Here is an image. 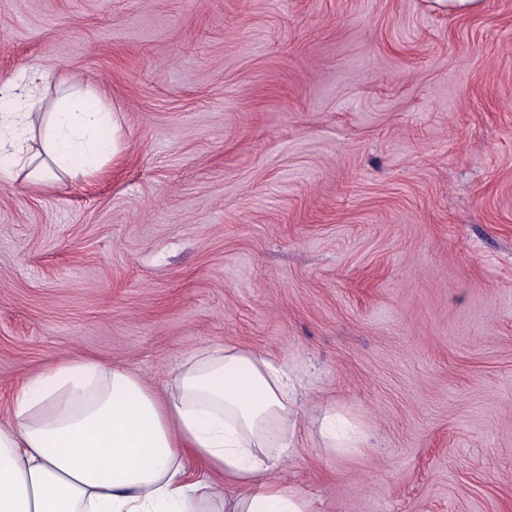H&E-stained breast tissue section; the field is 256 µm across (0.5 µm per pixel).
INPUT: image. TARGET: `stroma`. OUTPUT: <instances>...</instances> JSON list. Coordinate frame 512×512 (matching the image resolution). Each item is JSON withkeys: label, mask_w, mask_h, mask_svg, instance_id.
Segmentation results:
<instances>
[{"label": "stroma", "mask_w": 512, "mask_h": 512, "mask_svg": "<svg viewBox=\"0 0 512 512\" xmlns=\"http://www.w3.org/2000/svg\"><path fill=\"white\" fill-rule=\"evenodd\" d=\"M37 70L126 148L0 181L1 421L65 361L160 389L237 344L310 384L317 512H512V0H0V79ZM320 436L325 448H334L336 452H349L359 447L362 433L356 425L335 408L325 411L320 422Z\"/></svg>", "instance_id": "stroma-1"}]
</instances>
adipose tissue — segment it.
<instances>
[{
	"label": "adipose tissue",
	"mask_w": 512,
	"mask_h": 512,
	"mask_svg": "<svg viewBox=\"0 0 512 512\" xmlns=\"http://www.w3.org/2000/svg\"><path fill=\"white\" fill-rule=\"evenodd\" d=\"M0 79V151L12 169L41 181L53 171H98L122 148L123 123L89 91L65 94L33 123V81ZM39 139L50 165L23 147ZM302 377L268 354L228 344L186 354L165 392L140 375L93 361H67L24 381L0 424V512H316L280 478L297 452ZM325 447L358 448V427L335 409L320 422ZM203 468L188 474L186 458ZM232 483L239 496L227 497Z\"/></svg>",
	"instance_id": "ef3b65f1"
}]
</instances>
